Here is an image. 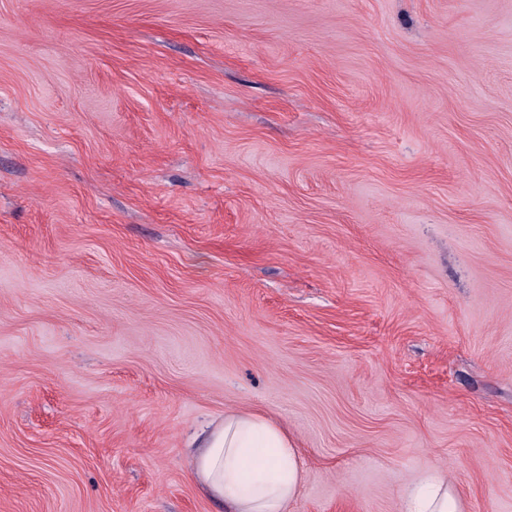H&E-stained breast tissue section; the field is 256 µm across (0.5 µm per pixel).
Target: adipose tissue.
<instances>
[{"mask_svg":"<svg viewBox=\"0 0 512 512\" xmlns=\"http://www.w3.org/2000/svg\"><path fill=\"white\" fill-rule=\"evenodd\" d=\"M192 474L224 512H288L302 488L298 451L288 431L257 413L228 411L202 440ZM400 512H460L446 469L435 467L405 488Z\"/></svg>","mask_w":512,"mask_h":512,"instance_id":"ef3b65f1","label":"adipose tissue"}]
</instances>
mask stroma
Segmentation results:
<instances>
[{
	"mask_svg": "<svg viewBox=\"0 0 512 512\" xmlns=\"http://www.w3.org/2000/svg\"><path fill=\"white\" fill-rule=\"evenodd\" d=\"M512 512V0H0V512ZM192 474L225 512H288L302 488V468L288 430L257 413L228 411L202 440ZM400 512H460L448 471L433 467L416 483L405 488Z\"/></svg>",
	"mask_w": 512,
	"mask_h": 512,
	"instance_id": "obj_1",
	"label": "stroma"
}]
</instances>
